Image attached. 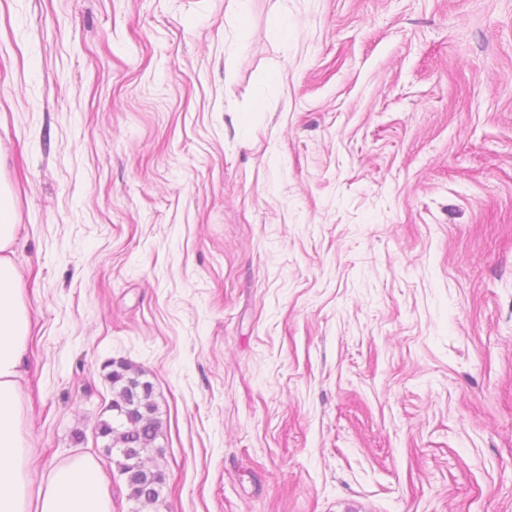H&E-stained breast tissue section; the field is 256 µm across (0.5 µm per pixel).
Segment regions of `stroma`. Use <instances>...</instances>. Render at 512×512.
Returning a JSON list of instances; mask_svg holds the SVG:
<instances>
[{
  "label": "stroma",
  "instance_id": "stroma-1",
  "mask_svg": "<svg viewBox=\"0 0 512 512\" xmlns=\"http://www.w3.org/2000/svg\"><path fill=\"white\" fill-rule=\"evenodd\" d=\"M228 4L0 0L34 482L124 360L153 512H512V0Z\"/></svg>",
  "mask_w": 512,
  "mask_h": 512
}]
</instances>
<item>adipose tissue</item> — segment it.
Masks as SVG:
<instances>
[{
	"label": "adipose tissue",
	"instance_id": "obj_1",
	"mask_svg": "<svg viewBox=\"0 0 512 512\" xmlns=\"http://www.w3.org/2000/svg\"><path fill=\"white\" fill-rule=\"evenodd\" d=\"M15 229L10 197L0 192V512H112L104 474L91 457L56 466L40 484L31 481L18 396L31 321L12 261Z\"/></svg>",
	"mask_w": 512,
	"mask_h": 512
}]
</instances>
